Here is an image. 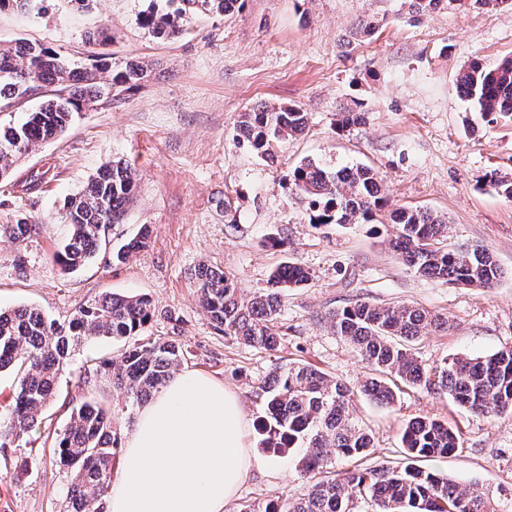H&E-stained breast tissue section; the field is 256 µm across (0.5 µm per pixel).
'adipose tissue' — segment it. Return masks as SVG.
Returning a JSON list of instances; mask_svg holds the SVG:
<instances>
[{
  "label": "adipose tissue",
  "mask_w": 512,
  "mask_h": 512,
  "mask_svg": "<svg viewBox=\"0 0 512 512\" xmlns=\"http://www.w3.org/2000/svg\"><path fill=\"white\" fill-rule=\"evenodd\" d=\"M238 394L186 370L140 410L110 512H224L261 462Z\"/></svg>",
  "instance_id": "obj_1"
}]
</instances>
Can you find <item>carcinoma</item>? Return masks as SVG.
I'll return each instance as SVG.
<instances>
[{
    "label": "carcinoma",
    "instance_id": "carcinoma-1",
    "mask_svg": "<svg viewBox=\"0 0 512 512\" xmlns=\"http://www.w3.org/2000/svg\"><path fill=\"white\" fill-rule=\"evenodd\" d=\"M170 10L148 8L140 24L152 36L173 39L184 22L197 13L228 15L241 0H168ZM465 9L497 10L512 0H455ZM447 0H410L413 13L427 16ZM147 77V67L127 62L112 69V83L103 87L96 74L78 67L56 50L40 43L20 42L0 47V103L16 106L25 94L50 84L70 91L58 95L27 114L17 126L0 129V175L15 160L65 132L74 114L114 88L130 89ZM459 95L473 111L493 122L512 120V58L494 68L474 61L457 81ZM307 113L299 107L261 105L243 112L237 134L263 157L272 156L274 143L303 133ZM136 173L121 161L101 167L85 193L69 199L65 220L71 226L68 242L56 260L76 270L111 243L112 225L120 223L133 197ZM291 190L307 201L315 225L368 224L384 202L383 184L365 165L327 170L308 160L288 173ZM394 224L391 244L398 259L420 276L450 284L490 289L501 277L493 255L481 246L467 251L445 244L447 221L423 208L398 207L390 214ZM41 225L19 216L0 224V239L18 246L39 235ZM144 227L123 244L115 258L123 262L146 245ZM311 278L307 268L288 262L275 269L269 287L245 301L233 278L204 268L198 277L200 302L207 316L224 327V334L275 351L281 336L276 324L284 290ZM151 319V305L141 296H106L81 307L63 325L31 308L0 310V373L13 371L17 387L10 403L9 428L20 438L32 432L44 406L55 394L57 380L72 344L79 339L140 335ZM331 328L360 354L374 376L362 392L380 405L394 402L404 387H420L446 395L459 407L487 417L512 415V350L486 356L454 355L433 367L423 366L416 344L447 332V320L413 305H375L356 301L329 315ZM183 360L172 341H147L123 352L118 360L102 361L82 380L89 386L106 381L126 391L136 402L158 393ZM350 390L324 373L292 363L274 372L258 387L263 416L258 433L262 450L277 458L301 449L300 470L312 484L301 498L271 501L263 508L243 506L240 512H351V505L368 499L374 512H487L483 497L459 489L452 480L422 466L445 458L460 445L457 432L447 423L417 416L407 423L402 442L405 462L396 468H361L336 476L327 470L329 453L362 460L372 447L370 431L356 423L350 412ZM117 433L112 413L104 402L83 401L72 407L69 422L56 441L59 462L70 473L67 495L71 512H106L112 486Z\"/></svg>",
    "mask_w": 512,
    "mask_h": 512
}]
</instances>
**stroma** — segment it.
<instances>
[{
    "mask_svg": "<svg viewBox=\"0 0 512 512\" xmlns=\"http://www.w3.org/2000/svg\"><path fill=\"white\" fill-rule=\"evenodd\" d=\"M153 1L165 2L91 0L82 7L38 0L28 12L0 11V46L27 40L78 59L86 36L102 31L100 53L117 63H148L156 73L83 109L0 180V224L24 213L43 226L22 248L0 240V308L33 307L64 324L80 306L112 293L143 295L152 305L143 336L71 347L30 436L9 432L15 380L0 374V512H68L69 475L53 445L71 403L93 396L110 404L122 440L140 410L124 391H89L80 380L97 360L119 358L145 337L178 342L183 369L239 394L253 455L262 453L258 386L276 369L302 362L350 389L353 417L374 438L366 466L401 463L405 424L433 415L458 429L461 446L426 468L485 495L496 512H512V415L472 414L422 388L402 389L388 406L374 403L359 391L365 362L327 322L329 312L358 300L424 307L453 326L419 343L428 368L456 354L512 349V201L488 181L493 171L512 174V121L483 120L457 91L471 61L492 67L512 56V10L464 11L451 2L420 17L409 0H243L230 15H196L181 36L159 40L138 22ZM367 20L373 32L359 35ZM261 104H295L308 114L307 129L279 142L272 161L240 142L235 129L240 113ZM351 108L366 112V123L338 130V113ZM115 159L137 175L124 219L112 229L109 250L64 270L55 260L69 232L64 204ZM306 159L328 169L371 166L383 179L388 210L370 224L314 227L286 180ZM402 206L447 217L452 243L487 248L503 271L495 287L430 280L403 265L388 222L389 209ZM144 224L152 229L149 246L113 261L112 250ZM287 261L307 267L311 279L282 295L278 351L225 335L201 308V268L223 270L247 300ZM308 488L294 458L271 457L226 510L297 499Z\"/></svg>",
    "mask_w": 512,
    "mask_h": 512,
    "instance_id": "obj_1",
    "label": "stroma"
}]
</instances>
